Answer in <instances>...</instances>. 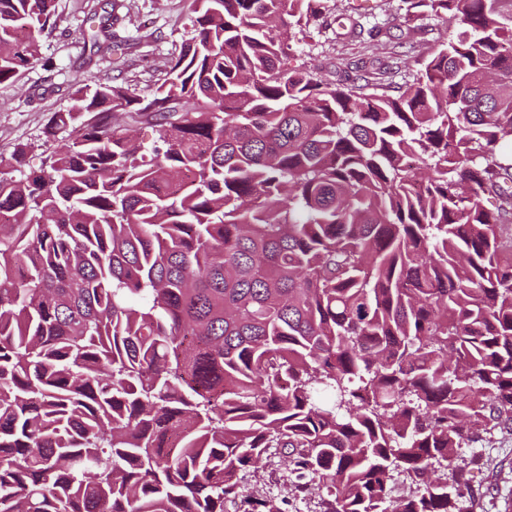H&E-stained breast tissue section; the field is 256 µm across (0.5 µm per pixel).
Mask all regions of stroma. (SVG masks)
<instances>
[{
	"label": "stroma",
	"instance_id": "35a3bbf8",
	"mask_svg": "<svg viewBox=\"0 0 512 512\" xmlns=\"http://www.w3.org/2000/svg\"><path fill=\"white\" fill-rule=\"evenodd\" d=\"M194 0H57V22L40 37V58L16 81L0 85V160L31 145L30 168H40L56 148L44 129L56 112L72 108L83 84L110 80L143 94L160 85L168 63L192 35ZM387 23L388 33L370 31ZM455 28L431 14L406 19L402 0H326L324 17L306 31L283 27L291 47L284 68L311 59L329 83L354 80L357 69L388 68L386 94L412 80L420 61L447 43ZM477 459L474 512H512V427L496 428L484 442L463 449ZM292 457L269 449L257 468L242 475L244 494L270 501L278 512H321L319 490L298 492Z\"/></svg>",
	"mask_w": 512,
	"mask_h": 512
}]
</instances>
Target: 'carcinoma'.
Masks as SVG:
<instances>
[{
    "label": "carcinoma",
    "mask_w": 512,
    "mask_h": 512,
    "mask_svg": "<svg viewBox=\"0 0 512 512\" xmlns=\"http://www.w3.org/2000/svg\"><path fill=\"white\" fill-rule=\"evenodd\" d=\"M194 2L161 85L77 87L50 165L0 168V512H271L270 448L324 512H474L459 451L512 423V12L403 0L457 33L390 96L282 68L272 22L324 0ZM55 11L0 0V85Z\"/></svg>",
    "instance_id": "carcinoma-1"
}]
</instances>
